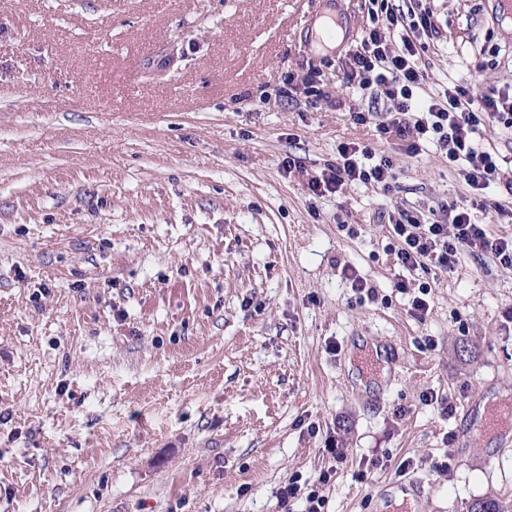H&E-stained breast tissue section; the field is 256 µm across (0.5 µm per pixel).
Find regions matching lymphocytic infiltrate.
I'll return each instance as SVG.
<instances>
[{
  "label": "lymphocytic infiltrate",
  "mask_w": 512,
  "mask_h": 512,
  "mask_svg": "<svg viewBox=\"0 0 512 512\" xmlns=\"http://www.w3.org/2000/svg\"><path fill=\"white\" fill-rule=\"evenodd\" d=\"M374 25L369 28L360 46L345 57L340 66L347 88L360 95L382 97L387 108L376 129L380 136L395 141L405 154L416 155L422 142L431 141L449 162L459 163L460 174L472 191L480 192L501 181L502 164L498 154L480 150L475 135L486 124H499L512 130V89H494L473 97L463 87L444 92L423 106H416L414 93L423 84L426 74L421 65L423 39L437 31L433 13L422 0H410L408 8H400L393 0H371ZM403 31L400 47L388 44L385 30ZM394 177L389 157H373L369 148L356 143H339L336 160L308 181L315 197L340 193L344 186L359 182L389 190ZM505 181V180H502ZM512 191V179L505 181ZM440 219L429 224L404 211L391 218V236L396 242L394 255L405 270L397 279V293L411 295L409 313L425 320L430 310V283L410 290L409 273L430 267L445 271L458 262L460 250L476 256H490L501 264L512 266V236H493L485 225L471 218L470 205L443 204ZM331 478L323 472L312 485L289 480L278 493L281 508L293 501L304 503V512H324L323 488Z\"/></svg>",
  "instance_id": "lymphocytic-infiltrate-1"
}]
</instances>
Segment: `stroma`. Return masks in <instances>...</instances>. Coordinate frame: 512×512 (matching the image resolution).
<instances>
[{
  "label": "stroma",
  "instance_id": "obj_1",
  "mask_svg": "<svg viewBox=\"0 0 512 512\" xmlns=\"http://www.w3.org/2000/svg\"><path fill=\"white\" fill-rule=\"evenodd\" d=\"M424 3L419 98L512 86L491 0ZM334 7L0 0V512H280L326 470L325 512H404L405 476L419 512H512V433L480 432L512 403V266L413 272L432 292L410 317L386 215L426 224L472 191L433 146L355 124L370 97L300 25ZM341 142L390 157V191L311 198ZM374 345L396 363L361 378Z\"/></svg>",
  "mask_w": 512,
  "mask_h": 512
}]
</instances>
